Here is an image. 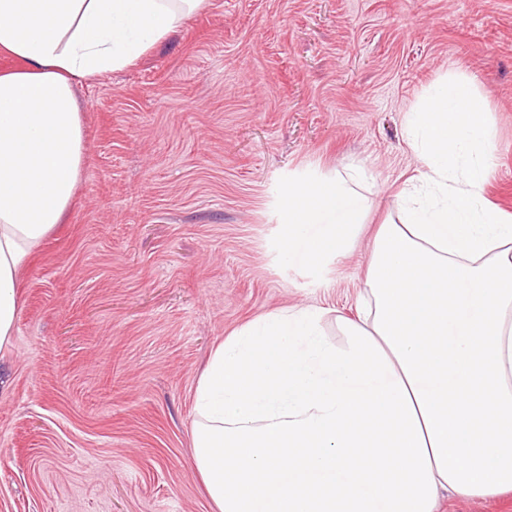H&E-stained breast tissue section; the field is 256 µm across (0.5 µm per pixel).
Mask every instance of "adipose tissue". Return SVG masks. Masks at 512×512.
Wrapping results in <instances>:
<instances>
[{"label":"adipose tissue","instance_id":"1","mask_svg":"<svg viewBox=\"0 0 512 512\" xmlns=\"http://www.w3.org/2000/svg\"><path fill=\"white\" fill-rule=\"evenodd\" d=\"M210 0H0V350L17 284L85 172L77 88ZM425 197L381 224L357 318L260 315L216 344L192 458L214 512H435L512 491V216L484 196L494 132L468 81L406 113ZM365 168L289 184L279 250L318 269L358 242Z\"/></svg>","mask_w":512,"mask_h":512}]
</instances>
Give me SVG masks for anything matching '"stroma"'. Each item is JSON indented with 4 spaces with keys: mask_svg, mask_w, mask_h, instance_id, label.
Returning <instances> with one entry per match:
<instances>
[{
    "mask_svg": "<svg viewBox=\"0 0 512 512\" xmlns=\"http://www.w3.org/2000/svg\"><path fill=\"white\" fill-rule=\"evenodd\" d=\"M441 80L484 98V194L512 214V0H211L84 82L79 201L0 353V512H212L192 461L212 347L285 307L357 316L366 243L284 261L289 183L362 164L368 223L395 214L405 114Z\"/></svg>",
    "mask_w": 512,
    "mask_h": 512,
    "instance_id": "35a3bbf8",
    "label": "stroma"
}]
</instances>
